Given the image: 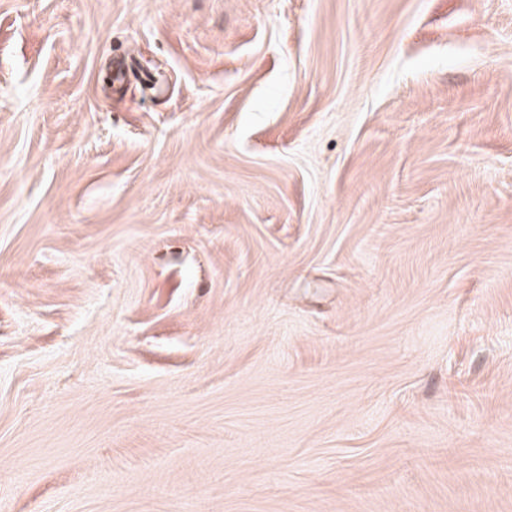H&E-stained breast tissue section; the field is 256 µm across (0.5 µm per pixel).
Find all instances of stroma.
<instances>
[{
    "label": "stroma",
    "instance_id": "stroma-1",
    "mask_svg": "<svg viewBox=\"0 0 512 512\" xmlns=\"http://www.w3.org/2000/svg\"><path fill=\"white\" fill-rule=\"evenodd\" d=\"M0 512H512V0H0Z\"/></svg>",
    "mask_w": 512,
    "mask_h": 512
}]
</instances>
